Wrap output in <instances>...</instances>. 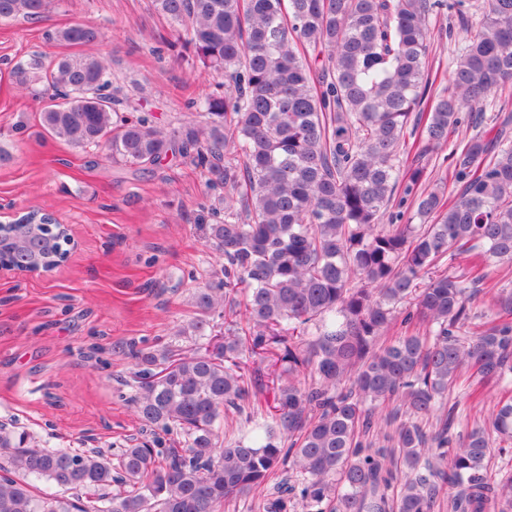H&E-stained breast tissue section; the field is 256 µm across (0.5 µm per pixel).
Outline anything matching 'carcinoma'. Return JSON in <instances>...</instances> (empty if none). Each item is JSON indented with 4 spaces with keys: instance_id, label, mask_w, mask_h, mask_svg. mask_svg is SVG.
I'll return each instance as SVG.
<instances>
[{
    "instance_id": "obj_1",
    "label": "carcinoma",
    "mask_w": 512,
    "mask_h": 512,
    "mask_svg": "<svg viewBox=\"0 0 512 512\" xmlns=\"http://www.w3.org/2000/svg\"><path fill=\"white\" fill-rule=\"evenodd\" d=\"M49 5L0 0V20ZM153 6L216 80L196 103L207 128L180 136L224 189L200 217L224 263L172 340L131 351L138 420L168 439L114 458L34 448L26 430L0 427V512H216L288 469L264 512H512V469L490 471L512 453V395L459 429L487 386L512 379V289L476 305L494 269L512 267V139L480 128L489 96L512 81V0ZM435 31L465 40L438 94ZM102 36L85 24L48 33L67 45ZM11 75L21 89L52 84L41 125L74 148L144 166L173 147L149 117L125 113L97 56L47 71L33 57ZM465 122L477 132L450 142ZM441 153L447 195L422 189ZM218 311L233 317L220 330ZM239 418L249 429L219 445ZM33 479L59 492L38 494Z\"/></svg>"
}]
</instances>
